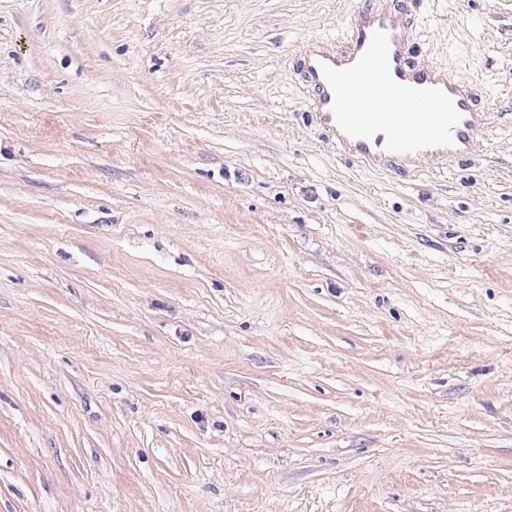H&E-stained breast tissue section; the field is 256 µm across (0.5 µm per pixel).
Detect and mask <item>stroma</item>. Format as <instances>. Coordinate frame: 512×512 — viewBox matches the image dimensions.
Masks as SVG:
<instances>
[{
	"mask_svg": "<svg viewBox=\"0 0 512 512\" xmlns=\"http://www.w3.org/2000/svg\"><path fill=\"white\" fill-rule=\"evenodd\" d=\"M369 0H0V512H512V0H392L483 151L305 108Z\"/></svg>",
	"mask_w": 512,
	"mask_h": 512,
	"instance_id": "obj_1",
	"label": "stroma"
}]
</instances>
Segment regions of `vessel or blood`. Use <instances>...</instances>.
<instances>
[{
	"label": "vessel or blood",
	"instance_id": "1",
	"mask_svg": "<svg viewBox=\"0 0 512 512\" xmlns=\"http://www.w3.org/2000/svg\"><path fill=\"white\" fill-rule=\"evenodd\" d=\"M414 39L387 0H372L348 23L344 47L315 39L302 49L308 110L338 151L368 169L423 158L442 166L483 145L480 84L451 67L417 66L409 57Z\"/></svg>",
	"mask_w": 512,
	"mask_h": 512
}]
</instances>
